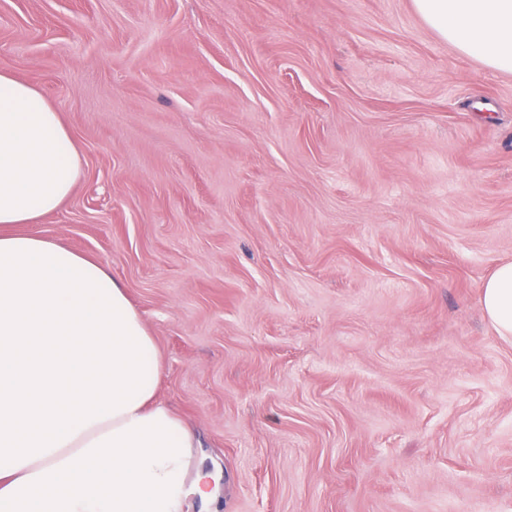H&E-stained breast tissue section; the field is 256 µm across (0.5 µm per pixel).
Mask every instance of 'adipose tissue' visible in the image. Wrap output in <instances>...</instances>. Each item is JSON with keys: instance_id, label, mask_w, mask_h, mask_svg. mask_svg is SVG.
I'll return each mask as SVG.
<instances>
[{"instance_id": "1", "label": "adipose tissue", "mask_w": 512, "mask_h": 512, "mask_svg": "<svg viewBox=\"0 0 512 512\" xmlns=\"http://www.w3.org/2000/svg\"><path fill=\"white\" fill-rule=\"evenodd\" d=\"M458 52L512 70V0H413ZM82 167L61 114L0 72V512H182L195 444L157 402L160 359L99 263L5 232L59 210ZM512 335V263L483 284Z\"/></svg>"}]
</instances>
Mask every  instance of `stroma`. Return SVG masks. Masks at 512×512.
<instances>
[{
	"label": "stroma",
	"mask_w": 512,
	"mask_h": 512,
	"mask_svg": "<svg viewBox=\"0 0 512 512\" xmlns=\"http://www.w3.org/2000/svg\"><path fill=\"white\" fill-rule=\"evenodd\" d=\"M0 71L82 155L11 230L125 288L183 512H512V72L412 0H0ZM482 307L501 335H512V263L498 266L484 282Z\"/></svg>",
	"instance_id": "35a3bbf8"
}]
</instances>
